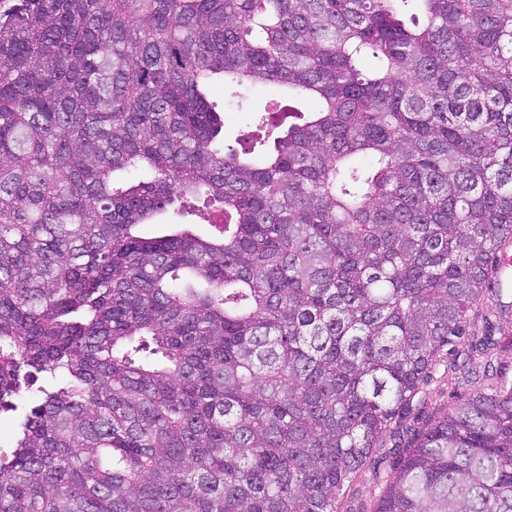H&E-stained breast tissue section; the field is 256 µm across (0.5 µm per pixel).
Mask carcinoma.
I'll list each match as a JSON object with an SVG mask.
<instances>
[{
    "label": "carcinoma",
    "instance_id": "obj_1",
    "mask_svg": "<svg viewBox=\"0 0 512 512\" xmlns=\"http://www.w3.org/2000/svg\"><path fill=\"white\" fill-rule=\"evenodd\" d=\"M215 80L280 91L230 143ZM508 241L512 0H17L0 512H342L366 470L374 512H512L490 363L401 435ZM26 397L20 398L18 401H16V404L18 405V411L12 412V411H2L0 413V446L1 449L6 452H10L12 440H13V433L18 425V418L21 413L22 404L25 402Z\"/></svg>",
    "mask_w": 512,
    "mask_h": 512
}]
</instances>
